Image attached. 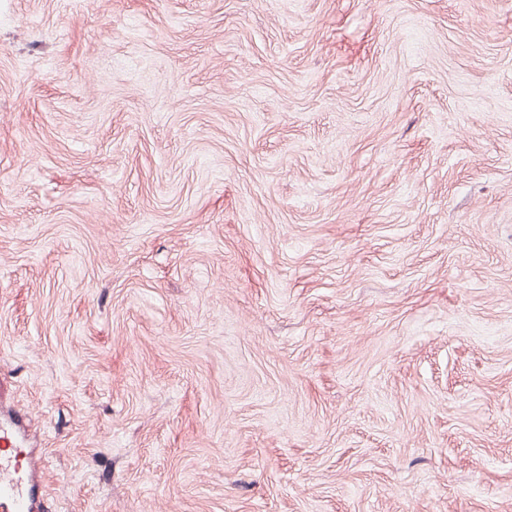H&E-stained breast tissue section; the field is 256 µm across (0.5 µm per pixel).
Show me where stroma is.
<instances>
[{"instance_id":"obj_1","label":"stroma","mask_w":512,"mask_h":512,"mask_svg":"<svg viewBox=\"0 0 512 512\" xmlns=\"http://www.w3.org/2000/svg\"><path fill=\"white\" fill-rule=\"evenodd\" d=\"M0 405L44 512H512V0H0Z\"/></svg>"}]
</instances>
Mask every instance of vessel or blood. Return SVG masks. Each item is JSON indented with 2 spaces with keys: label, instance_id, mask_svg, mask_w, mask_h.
<instances>
[{
  "label": "vessel or blood",
  "instance_id": "vessel-or-blood-1",
  "mask_svg": "<svg viewBox=\"0 0 512 512\" xmlns=\"http://www.w3.org/2000/svg\"><path fill=\"white\" fill-rule=\"evenodd\" d=\"M12 426L0 429V512H40L42 486L37 478L33 451H26L24 462H17L10 450L24 427L21 417Z\"/></svg>",
  "mask_w": 512,
  "mask_h": 512
}]
</instances>
